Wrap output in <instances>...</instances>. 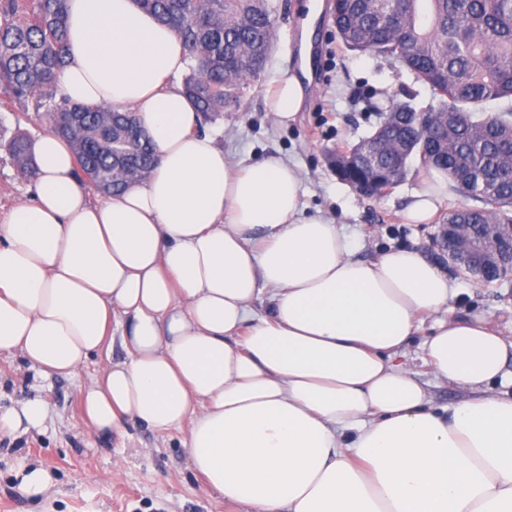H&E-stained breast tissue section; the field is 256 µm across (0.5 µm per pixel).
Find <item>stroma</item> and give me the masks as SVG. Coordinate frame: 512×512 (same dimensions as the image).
Segmentation results:
<instances>
[{"mask_svg": "<svg viewBox=\"0 0 512 512\" xmlns=\"http://www.w3.org/2000/svg\"><path fill=\"white\" fill-rule=\"evenodd\" d=\"M272 2L278 40L258 80L238 105L201 122V130L237 162L288 158L301 174L307 213H322L343 227L358 258L372 260L397 248L426 250L440 216L466 204V197L445 185L435 216L418 224L406 211L427 187L428 173L419 159L411 160L407 177L391 194L376 198L358 195L329 165L337 146L356 144L371 131L376 116L370 103L399 98L411 85V75L386 58L343 49L330 17L331 0H320L313 74L302 82V108L295 122L274 125L273 82L279 71L300 70L309 0ZM34 194L32 182L0 148V214ZM453 280L459 288L456 313L488 323L511 342L512 287L481 284L459 274ZM430 333V323H423L408 349L417 380L435 405L466 398L467 390L439 381L423 362L422 344ZM98 363V358L89 359L78 377L69 378L31 368L21 354L0 355V408L37 399L47 410L39 428L0 433V512H247L245 505L225 502L195 476L185 448L187 429L159 434L129 424L117 434L88 428L81 399ZM34 467L51 476L50 486L37 497L21 491L16 477L20 469Z\"/></svg>", "mask_w": 512, "mask_h": 512, "instance_id": "35a3bbf8", "label": "stroma"}]
</instances>
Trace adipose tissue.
Masks as SVG:
<instances>
[{
  "instance_id": "1",
  "label": "adipose tissue",
  "mask_w": 512,
  "mask_h": 512,
  "mask_svg": "<svg viewBox=\"0 0 512 512\" xmlns=\"http://www.w3.org/2000/svg\"><path fill=\"white\" fill-rule=\"evenodd\" d=\"M67 29L62 94L135 112L159 164L94 202L66 142L35 141V197L0 217V354L72 376L122 326L90 426L187 427L195 473L251 512H512V351L456 316L446 271L416 249L355 259L304 214L295 166L231 161L175 81L180 39L136 0H69ZM302 101L282 74L275 125ZM429 317L427 361L472 398L433 406L402 364Z\"/></svg>"
}]
</instances>
